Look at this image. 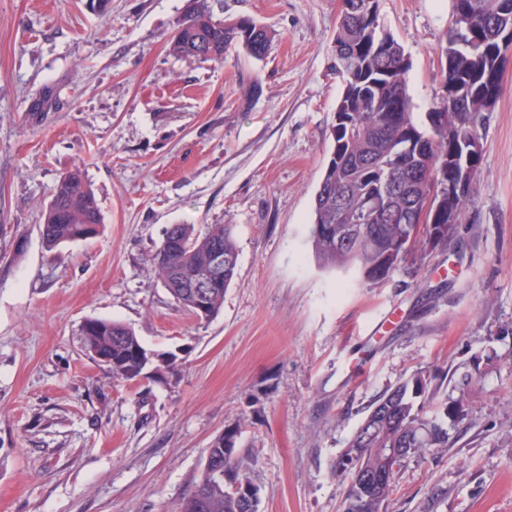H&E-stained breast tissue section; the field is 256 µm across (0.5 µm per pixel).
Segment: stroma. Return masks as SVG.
<instances>
[{
  "mask_svg": "<svg viewBox=\"0 0 512 512\" xmlns=\"http://www.w3.org/2000/svg\"><path fill=\"white\" fill-rule=\"evenodd\" d=\"M193 3L0 0V512H178L234 430L259 512H341L348 439L420 371L465 403L447 447L405 460L387 512H512V64L464 222L373 285L322 267L310 238L342 93L339 0H208L274 33L263 59L219 62L168 51ZM380 9L424 119L453 2ZM49 87L55 106L31 114ZM74 169L102 226L49 249L41 213ZM172 224L234 227L213 317L179 308L153 263ZM98 318L166 368L114 380L80 345Z\"/></svg>",
  "mask_w": 512,
  "mask_h": 512,
  "instance_id": "obj_1",
  "label": "stroma"
}]
</instances>
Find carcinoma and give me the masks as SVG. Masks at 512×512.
<instances>
[{
    "label": "carcinoma",
    "instance_id": "carcinoma-1",
    "mask_svg": "<svg viewBox=\"0 0 512 512\" xmlns=\"http://www.w3.org/2000/svg\"><path fill=\"white\" fill-rule=\"evenodd\" d=\"M179 27L170 40V53L203 61L222 60L231 46L261 59L274 38L269 28L249 18L228 22L214 18L207 0H195L192 15ZM505 41L512 43V0H453L452 21L438 62L443 93L426 113L428 124L423 125L415 119L407 94L409 59L380 25V0H341L333 54L343 87L336 104L342 121L332 126V150L324 163L321 193L314 197L311 230L314 252L323 266L353 269L377 284L401 267L406 247L418 241L424 249L434 248L439 244L434 239L436 230L443 227L448 232L462 222L467 195L430 209L422 221L425 239L421 241L413 217L431 189L425 178L428 169L442 174L445 195L460 175L457 153L462 142L458 135H448V120L441 119L440 113H455L464 129L477 132L483 112L495 106L501 92L508 62ZM389 171L402 190L388 196ZM352 216L363 220L357 237L338 245L336 236L325 235L327 229H337ZM101 222L99 201L75 169L60 177L39 229L43 243L53 248L92 238ZM216 248L226 256L239 257L232 225L213 224L201 235L191 224H174L154 256L165 287L187 312L192 307L183 301L181 285L207 271L208 251ZM236 271L235 265L229 268L220 286L210 289L208 314L224 305ZM81 343L107 352L99 363L112 372V378L133 380L122 353L142 343L131 327L95 319ZM461 407L462 398L448 400L441 386L418 373L387 389L369 407L346 448L359 449L363 464L376 458V448H410L409 458L446 448L448 429L441 419ZM230 448L225 452L218 441L208 448V454L220 457L222 476L202 475L179 512H245L241 502L224 489L227 478L249 479L248 462L235 444ZM396 476L392 473L387 488L363 502V512H387Z\"/></svg>",
    "mask_w": 512,
    "mask_h": 512
}]
</instances>
